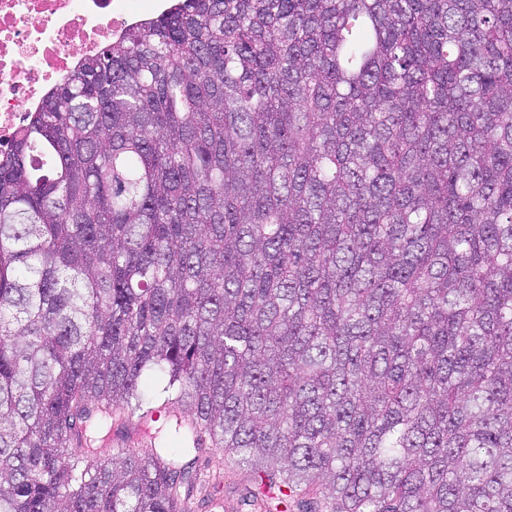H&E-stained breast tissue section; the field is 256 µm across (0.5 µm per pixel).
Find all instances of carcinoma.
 I'll list each match as a JSON object with an SVG mask.
<instances>
[{
	"mask_svg": "<svg viewBox=\"0 0 512 512\" xmlns=\"http://www.w3.org/2000/svg\"><path fill=\"white\" fill-rule=\"evenodd\" d=\"M165 378L163 400L143 377ZM512 512V0H172L0 153V512ZM188 451L182 454L183 463L194 462L193 470L202 474L203 485L193 491L191 512H283L259 510L250 505L247 490L251 476L234 461L221 454H202Z\"/></svg>",
	"mask_w": 512,
	"mask_h": 512,
	"instance_id": "obj_1",
	"label": "carcinoma"
}]
</instances>
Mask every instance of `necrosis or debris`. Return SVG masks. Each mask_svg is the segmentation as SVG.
<instances>
[{
    "mask_svg": "<svg viewBox=\"0 0 512 512\" xmlns=\"http://www.w3.org/2000/svg\"><path fill=\"white\" fill-rule=\"evenodd\" d=\"M158 0H0V149L76 58L138 23Z\"/></svg>",
    "mask_w": 512,
    "mask_h": 512,
    "instance_id": "1",
    "label": "necrosis or debris"
}]
</instances>
